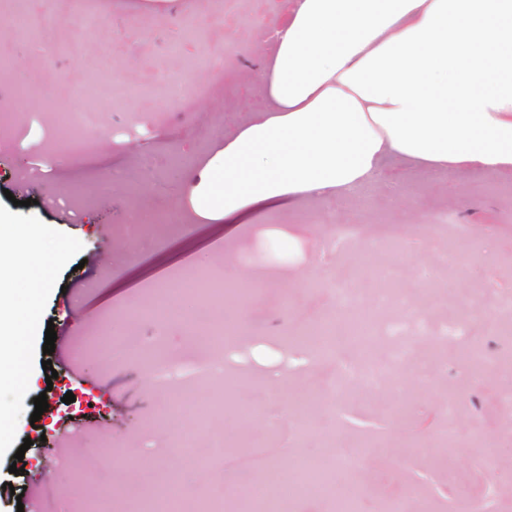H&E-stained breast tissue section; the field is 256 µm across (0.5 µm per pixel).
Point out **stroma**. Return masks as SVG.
<instances>
[{
  "label": "stroma",
  "instance_id": "stroma-1",
  "mask_svg": "<svg viewBox=\"0 0 512 512\" xmlns=\"http://www.w3.org/2000/svg\"><path fill=\"white\" fill-rule=\"evenodd\" d=\"M25 8L57 21L56 47L19 37ZM285 21L266 0H180L171 14L131 0H22L18 8L0 0V238L25 224L49 229L53 241L37 284L19 289L13 305L18 319L31 324L20 345L23 373L34 383L0 404V478L7 482L0 512H17L21 503L40 512L50 484L73 512H135L153 487L133 482V471L149 464L181 469L172 443L195 434L196 423L161 413L190 388L218 391L222 383L191 376L210 355L194 336L135 317L151 279L131 274L194 234L211 251L202 262L210 276L220 279L233 269L260 281V296L244 306L248 330L226 364L250 401L275 381L292 395L322 389L337 363L359 364L354 349H341L333 363L291 344L292 329L331 304L326 290L307 289L305 281L335 279L357 289L365 303L374 286L368 266L406 249L398 285L414 286V307L434 324L466 317L471 336L485 346L483 367L469 370L455 346L414 337L409 412L392 413L382 391L351 390L314 432L339 435L342 452L363 477L362 512H382L385 500L412 485L434 512H470L473 498L488 487L495 494L486 512H512V424L498 407L502 391L512 390V332L487 325L492 314L512 324V178L477 171L448 178L391 157L383 169L402 185L398 206L368 187L267 211L227 238L189 219L197 179L171 166L168 153L179 149L204 165L223 149L225 131L265 108L257 72L273 46L258 38L257 27ZM75 104L100 114L94 149L75 157L69 177H59L53 162L30 174L31 157L16 143L19 132L30 130L43 143L54 139L56 115ZM71 210L80 223L67 224ZM140 212L150 220L136 241L127 227ZM435 215L443 227L431 224ZM451 250L465 257L460 270L443 263ZM453 276L462 287L443 291ZM50 326L57 339L48 359L58 377L49 384L42 361ZM155 348L179 368L159 389L146 385L142 365ZM69 392L75 400L67 404ZM42 393L49 408L34 422L33 400ZM452 400L494 436L495 470L476 465L465 437L448 451L433 449ZM411 436L425 447L403 446ZM21 447L25 472L15 475L8 468ZM89 448L110 460L106 479L77 467ZM391 454L398 459L393 468L385 462Z\"/></svg>",
  "mask_w": 512,
  "mask_h": 512
}]
</instances>
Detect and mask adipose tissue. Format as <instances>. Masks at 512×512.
<instances>
[{"instance_id":"adipose-tissue-1","label":"adipose tissue","mask_w":512,"mask_h":512,"mask_svg":"<svg viewBox=\"0 0 512 512\" xmlns=\"http://www.w3.org/2000/svg\"><path fill=\"white\" fill-rule=\"evenodd\" d=\"M257 77L268 103L224 135L194 218L237 221L381 183L386 158L512 176V0H294ZM36 232L0 243V390L19 324L5 284L39 269Z\"/></svg>"}]
</instances>
